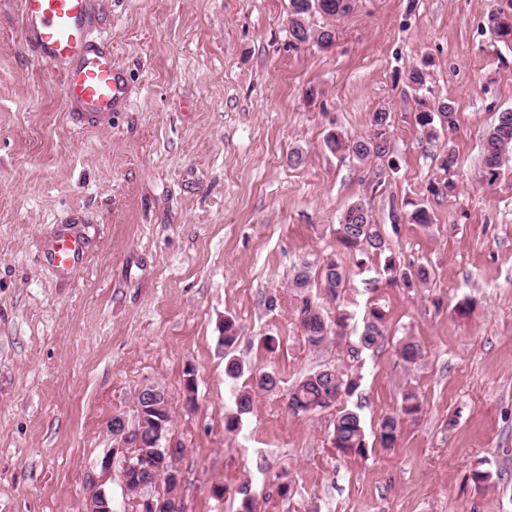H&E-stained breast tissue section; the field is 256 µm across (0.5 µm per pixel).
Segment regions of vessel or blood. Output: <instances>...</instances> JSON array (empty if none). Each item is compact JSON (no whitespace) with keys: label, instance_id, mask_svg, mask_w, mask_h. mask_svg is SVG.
Instances as JSON below:
<instances>
[{"label":"vessel or blood","instance_id":"1","mask_svg":"<svg viewBox=\"0 0 512 512\" xmlns=\"http://www.w3.org/2000/svg\"><path fill=\"white\" fill-rule=\"evenodd\" d=\"M21 13L26 48L64 68V96L78 122H96L124 106L127 87L112 63L111 45L93 30L90 0H22ZM83 254L81 241L63 225L45 259L67 270Z\"/></svg>","mask_w":512,"mask_h":512}]
</instances>
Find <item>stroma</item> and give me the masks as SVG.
<instances>
[{"label":"stroma","mask_w":512,"mask_h":512,"mask_svg":"<svg viewBox=\"0 0 512 512\" xmlns=\"http://www.w3.org/2000/svg\"><path fill=\"white\" fill-rule=\"evenodd\" d=\"M91 2L127 101L80 126L63 72L22 43L20 0H0V512H80L113 446L107 421L134 416L149 382L166 389L186 446L184 512H236L243 485L257 512H512V162L491 186L481 171L485 134L512 109V41L489 29L512 0H356L311 18L334 28L329 50L292 46L288 0ZM426 56L427 101L457 111L446 140L417 129L414 94L396 79ZM380 108L392 114L390 165L328 147L367 134ZM448 141L457 188L435 197ZM408 199L431 224L393 223ZM359 201L384 254L336 250L338 219ZM67 222L85 249L62 273L44 253ZM388 255L427 268L428 283L387 280ZM329 257L349 283L335 299L312 289L325 315L345 310L358 333L371 306L386 314L384 342L349 363L336 343L309 347L297 320L296 270ZM228 318L240 328L235 380L219 344ZM407 339L423 351L413 365L397 353ZM324 368L360 378L342 404L363 420L365 454L332 448L335 409H287L288 389ZM262 372L279 388L255 391L225 433L236 393ZM408 387L424 410L379 447ZM477 470L488 480L474 483Z\"/></svg>","instance_id":"1"}]
</instances>
